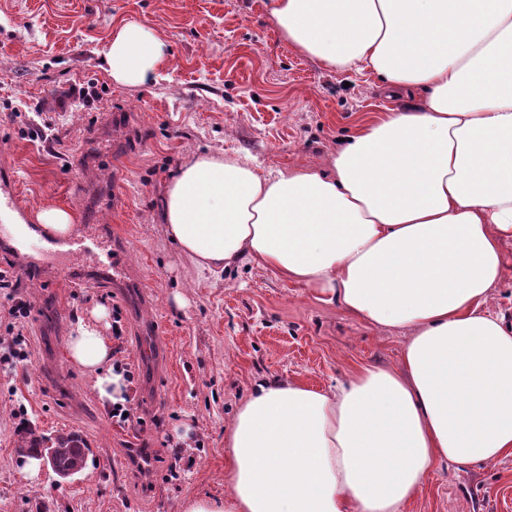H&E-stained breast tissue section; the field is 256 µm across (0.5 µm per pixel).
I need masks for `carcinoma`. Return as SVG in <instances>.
<instances>
[{
    "label": "carcinoma",
    "mask_w": 512,
    "mask_h": 512,
    "mask_svg": "<svg viewBox=\"0 0 512 512\" xmlns=\"http://www.w3.org/2000/svg\"><path fill=\"white\" fill-rule=\"evenodd\" d=\"M17 451L22 456L43 453L50 457L55 467L76 475L86 468L89 448L81 435L75 432L47 436L32 426H26L21 430V445Z\"/></svg>",
    "instance_id": "1"
}]
</instances>
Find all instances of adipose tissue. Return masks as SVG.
I'll use <instances>...</instances> for the list:
<instances>
[{
	"label": "adipose tissue",
	"instance_id": "ef3b65f1",
	"mask_svg": "<svg viewBox=\"0 0 512 512\" xmlns=\"http://www.w3.org/2000/svg\"><path fill=\"white\" fill-rule=\"evenodd\" d=\"M268 8L298 53L423 96L358 126L322 169L191 156L165 187V232L199 268L247 260L408 336L397 366H361L333 391L259 384L224 436L228 495L185 512H405L436 462L512 456V324L489 309L512 243V0ZM106 61L136 86L165 45L125 23ZM91 316L70 356L116 403L127 385L104 310Z\"/></svg>",
	"mask_w": 512,
	"mask_h": 512
}]
</instances>
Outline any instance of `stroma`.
<instances>
[{"mask_svg":"<svg viewBox=\"0 0 512 512\" xmlns=\"http://www.w3.org/2000/svg\"><path fill=\"white\" fill-rule=\"evenodd\" d=\"M267 2L0 0V160L28 211L55 206L74 224L111 229L131 271L116 288L91 263L44 256L43 280L19 283L33 305L25 319L9 315L0 290V343L19 338L28 351L0 368V512H183L196 498H223L224 429L255 386L293 379L326 390L359 366L399 364L402 331L352 319L249 261L199 269L165 233L164 186L192 155L221 149L266 169L322 168L360 123L419 103L414 93L388 98L372 73L330 71L297 53ZM131 21L169 59L123 87L106 50L113 28ZM97 305L121 321L115 359L135 375L129 395L142 424L113 422L68 361L71 330ZM154 340L161 358L144 362ZM26 422L80 434L90 448L83 473L64 484L49 470L28 479L17 452ZM407 512H512V456L437 463Z\"/></svg>","mask_w":512,"mask_h":512,"instance_id":"1","label":"stroma"}]
</instances>
